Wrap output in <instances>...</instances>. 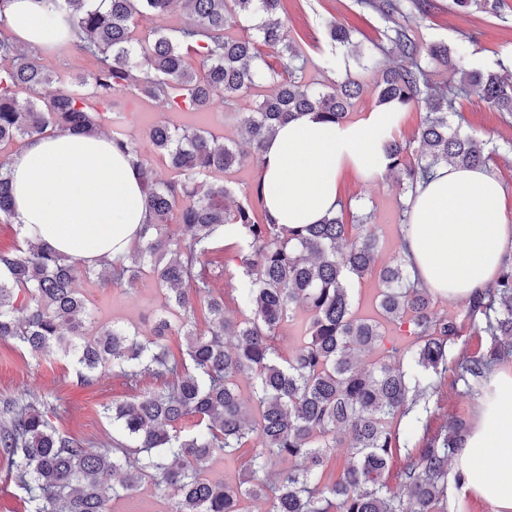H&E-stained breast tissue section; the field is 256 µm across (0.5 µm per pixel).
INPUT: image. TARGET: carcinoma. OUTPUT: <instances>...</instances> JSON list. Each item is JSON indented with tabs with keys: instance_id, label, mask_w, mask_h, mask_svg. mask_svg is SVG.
<instances>
[{
	"instance_id": "cac0c4a2",
	"label": "carcinoma",
	"mask_w": 512,
	"mask_h": 512,
	"mask_svg": "<svg viewBox=\"0 0 512 512\" xmlns=\"http://www.w3.org/2000/svg\"><path fill=\"white\" fill-rule=\"evenodd\" d=\"M175 1L186 17L182 26L157 29L144 41L135 37L141 18L164 14ZM281 2L52 0L71 16L74 45L97 69L88 80L92 93L68 84L46 100L40 89L54 75L36 51L5 33L0 13V144L50 129L99 134L97 106L117 111L111 100L117 91L198 112L217 97L228 107L268 88L253 111L241 114L247 150L203 130L153 126L148 137L177 174L168 182L153 176L134 140L112 136L133 156L149 212L128 256L91 267L36 240L0 250V343L72 360L82 386L106 371L131 383L148 375L163 384L103 407L112 426L103 448L60 432L46 403L0 399V453L26 491L30 512H109L113 500L144 482L174 491L171 512H247L250 500L270 503L267 512H448L449 483L461 486L460 474H448V459L466 432L457 417L407 456L399 475L404 493L391 490L382 475L398 447L396 425L428 410L436 379L451 368L467 390L482 391L495 367L512 359V254L496 281L465 301V318L489 337L488 349L450 363L464 325L438 312L429 288L410 280L405 256L378 264L371 215L356 224L345 223L341 211L318 224H278L259 181L254 199L229 204L233 189L224 173L246 158L261 164L264 143L279 124L305 114L343 122L362 91L351 77L328 85L307 79V58L288 36ZM358 3L392 23L385 34L390 48L355 46L351 33L332 22L330 41L355 46L356 59L380 70L377 104H425L420 150L388 140V169H403L413 193L439 166H486L491 153L452 126L448 114L473 90L497 111L512 113V80L465 68L460 49L421 46L406 23L404 0ZM389 52L399 63L378 60ZM438 61L448 65L450 79L432 78ZM21 89L28 93L23 100ZM5 164L0 221L10 224L13 188ZM227 224L239 228L231 243ZM218 251L225 261L217 277L248 309L239 319L226 315L224 295L204 274L203 258ZM145 268L165 291L166 311L177 317L174 327L160 318L149 336L99 323L75 288L80 278L130 288ZM369 275L380 283L377 316L360 317L351 280ZM287 325L300 343L285 356L278 340ZM172 333L185 339L180 355L165 344ZM370 353L377 359L362 364ZM337 448L350 449V457L335 475L328 468ZM216 456L241 460L239 483L207 475Z\"/></svg>"
}]
</instances>
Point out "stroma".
<instances>
[{"mask_svg":"<svg viewBox=\"0 0 512 512\" xmlns=\"http://www.w3.org/2000/svg\"><path fill=\"white\" fill-rule=\"evenodd\" d=\"M493 0H475L467 12L457 11L451 0H429L425 11L409 10V24L423 45L444 44L449 49L467 46L466 68L496 72L512 77V0H503L499 11H492ZM288 33L306 56L308 78L320 83L355 78L362 86L354 99L350 119H358L374 108L379 73L358 68L354 58L327 37L326 24L334 21L350 29L352 40L358 44L383 41L387 27L381 16L372 9L360 7L357 0H283L280 13ZM43 63L57 71L68 83L88 78L95 70L94 59L71 47L44 55ZM123 105L120 113H108L104 130L121 132L134 138L158 179H171L167 162L157 152L148 132L156 123L166 122L177 127L200 128L212 133L219 141L239 139L238 115L252 111L256 94L240 97L233 112H225L220 102H213L200 112H172L160 101L145 102L125 93H118ZM465 122L464 129L493 147L494 155L486 166L506 192L505 208L512 217V116L498 112L487 104L479 93H470L458 104ZM339 196L351 212L372 216L381 237L379 262L398 256L406 207L410 196L403 191L401 176L386 172L365 178L347 170L339 178ZM77 286L89 306L103 323L120 322L149 331L154 319L164 308L165 299L152 274H142L133 289L112 287L99 280H79ZM151 378L139 384L105 374L93 385H78L71 360L36 355L10 344H0V398L15 394L26 395L33 401L48 402L52 419L61 432L93 442L108 444L112 428L103 415V407L154 387ZM428 414L419 423L401 424V444L394 449L386 480L398 487V474L408 452L423 447L433 436L442 432L449 418L459 416L471 420L477 400L476 393L467 392L457 383L453 373H446L436 383ZM173 502L171 493L157 491L145 484L131 495L113 500L110 512H168Z\"/></svg>","mask_w":512,"mask_h":512,"instance_id":"1","label":"stroma"}]
</instances>
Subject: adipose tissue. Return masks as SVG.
<instances>
[{"label":"adipose tissue","instance_id":"1","mask_svg":"<svg viewBox=\"0 0 512 512\" xmlns=\"http://www.w3.org/2000/svg\"><path fill=\"white\" fill-rule=\"evenodd\" d=\"M0 10L22 45L51 53L72 39L68 18L49 0H5ZM399 120L397 107L384 105L354 121L324 123L307 114L280 126L262 152L271 216L280 224H315L334 212L344 171L367 178L386 171L384 146ZM8 175L22 234L91 266L128 254L148 219L138 168L104 136L31 139L9 157ZM504 208L501 184L480 167H440L419 188L403 241L427 288L465 301L493 282L512 250ZM489 386L455 469L464 491L495 512H512V373H493Z\"/></svg>","mask_w":512,"mask_h":512}]
</instances>
